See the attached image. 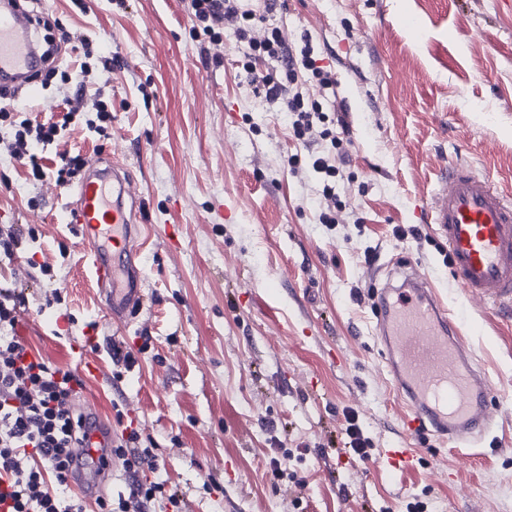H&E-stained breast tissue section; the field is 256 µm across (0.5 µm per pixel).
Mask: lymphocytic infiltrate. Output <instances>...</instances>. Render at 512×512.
<instances>
[{"label": "lymphocytic infiltrate", "instance_id": "lymphocytic-infiltrate-1", "mask_svg": "<svg viewBox=\"0 0 512 512\" xmlns=\"http://www.w3.org/2000/svg\"><path fill=\"white\" fill-rule=\"evenodd\" d=\"M188 2L195 27L212 43H223L229 31L236 42L247 44L242 64L247 74L256 75L254 59L268 56L280 61L279 76H256L257 82L267 101H284L292 116L293 135L308 149V165L321 184L323 199L335 202L340 174L335 157L342 141L328 124L322 99L303 92L297 84L303 69L319 90L329 89L334 83L331 72L317 65L311 46L297 52L288 48L279 28L267 29L263 39L254 38L256 16L243 9L242 0ZM92 109L93 116L86 119L75 107L60 119L40 122L29 118L26 109L0 105V123H9L14 131L6 149L15 160L26 162L30 180H43L46 171L38 161L37 147L54 144L70 126L81 122L90 133L107 136L111 102L94 99ZM26 302V289L0 283V512H88L86 495L73 490L84 466L75 450L93 423L74 406L79 384L74 373L50 368L18 336L16 328ZM109 454L122 460L131 480L116 496L96 497L98 512H153L160 501L170 504L172 512H184L178 491L144 478V470H156L157 454L141 446L137 431L113 441Z\"/></svg>", "mask_w": 512, "mask_h": 512}]
</instances>
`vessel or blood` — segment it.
I'll use <instances>...</instances> for the list:
<instances>
[{
  "label": "vessel or blood",
  "mask_w": 512,
  "mask_h": 512,
  "mask_svg": "<svg viewBox=\"0 0 512 512\" xmlns=\"http://www.w3.org/2000/svg\"><path fill=\"white\" fill-rule=\"evenodd\" d=\"M34 22L19 0H0V86L37 88L32 74L38 49ZM143 201L130 190L127 167L101 156L85 162L76 199L64 207L67 223L79 225L88 242L85 264L112 320L127 323L143 303L142 271L134 262L135 238L141 234ZM448 247L453 279L469 298L512 304V195L474 171L455 163L442 168L433 206L426 215ZM125 255L116 266L108 250ZM403 283L377 292L378 340L409 412L407 437L426 433L458 448L483 444L492 431L489 389L458 322L427 280L411 264L395 269ZM112 431L89 433L82 455L100 459ZM415 447L389 448L382 456L391 472L419 464Z\"/></svg>",
  "instance_id": "vessel-or-blood-1"
}]
</instances>
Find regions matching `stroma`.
Here are the masks:
<instances>
[{
    "mask_svg": "<svg viewBox=\"0 0 512 512\" xmlns=\"http://www.w3.org/2000/svg\"><path fill=\"white\" fill-rule=\"evenodd\" d=\"M84 3L80 13L69 0H21L63 55L111 54V69L86 79L112 103L109 136L70 127L45 151L40 182L0 156V225L22 230L0 275L29 290L17 332L50 365H99L82 375L77 409L109 428L124 412L158 450L154 479L188 512H512V313L453 288L425 222L436 172L452 161L512 192V0H281L272 14L249 0L255 37L276 27L288 45L310 42L336 78L347 144L332 225L319 219L316 175L288 164L303 148L244 72V46L192 31L186 0ZM63 152L127 165L145 202V304L130 323L109 318L80 227L62 217L77 190L53 173ZM402 260L463 319L496 399L492 442L461 454L429 437L423 462L395 474L381 457L402 446L407 406L372 290L400 286ZM116 345L136 350L132 366L113 364ZM351 415L369 458L348 445Z\"/></svg>",
    "mask_w": 512,
    "mask_h": 512,
    "instance_id": "obj_1",
    "label": "stroma"
}]
</instances>
